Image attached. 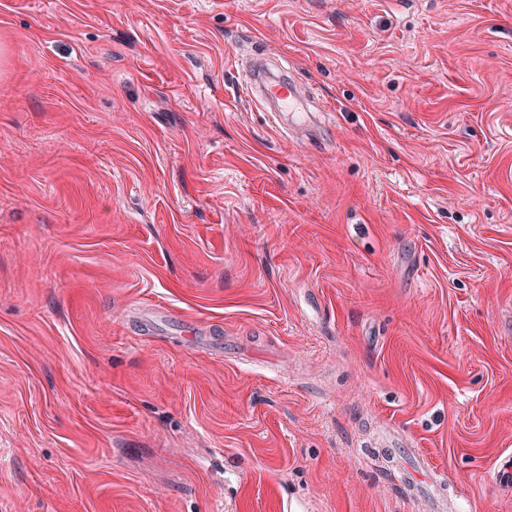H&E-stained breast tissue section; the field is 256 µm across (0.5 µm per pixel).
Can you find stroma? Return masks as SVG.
<instances>
[{
  "instance_id": "35a3bbf8",
  "label": "stroma",
  "mask_w": 512,
  "mask_h": 512,
  "mask_svg": "<svg viewBox=\"0 0 512 512\" xmlns=\"http://www.w3.org/2000/svg\"><path fill=\"white\" fill-rule=\"evenodd\" d=\"M395 438L512 512V0H0V512H427ZM258 84L262 89L261 100L265 104H272L274 111L271 112H301V103L298 98L294 82L285 76H275L273 79L268 75L250 76L247 86L250 90Z\"/></svg>"
}]
</instances>
